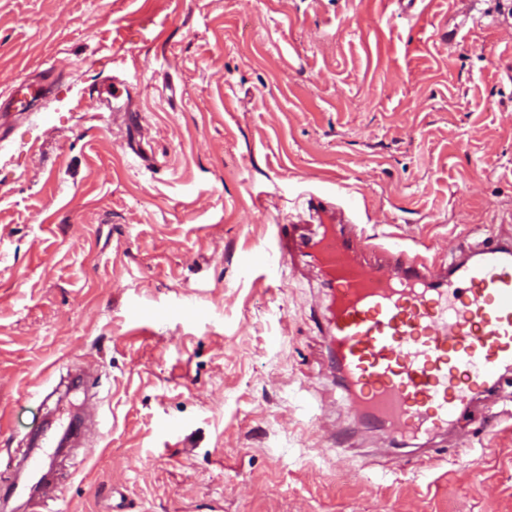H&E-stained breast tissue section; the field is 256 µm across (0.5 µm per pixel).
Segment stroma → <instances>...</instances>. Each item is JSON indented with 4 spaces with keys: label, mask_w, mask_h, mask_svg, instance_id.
Segmentation results:
<instances>
[{
    "label": "stroma",
    "mask_w": 512,
    "mask_h": 512,
    "mask_svg": "<svg viewBox=\"0 0 512 512\" xmlns=\"http://www.w3.org/2000/svg\"><path fill=\"white\" fill-rule=\"evenodd\" d=\"M24 80L51 90L0 111V473L99 413L26 512H512V385L427 466L342 407L315 271L257 264L313 195L434 263L512 236V0H0V101Z\"/></svg>",
    "instance_id": "obj_1"
}]
</instances>
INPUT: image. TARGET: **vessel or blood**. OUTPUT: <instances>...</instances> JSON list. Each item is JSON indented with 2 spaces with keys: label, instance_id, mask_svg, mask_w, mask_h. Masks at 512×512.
Instances as JSON below:
<instances>
[{
  "label": "vessel or blood",
  "instance_id": "1",
  "mask_svg": "<svg viewBox=\"0 0 512 512\" xmlns=\"http://www.w3.org/2000/svg\"><path fill=\"white\" fill-rule=\"evenodd\" d=\"M42 92L14 85L5 106L26 109ZM278 241L272 264L306 257L321 275L322 329L355 418L433 436L512 366V241L485 238L439 266L364 244L349 224H282Z\"/></svg>",
  "mask_w": 512,
  "mask_h": 512
}]
</instances>
